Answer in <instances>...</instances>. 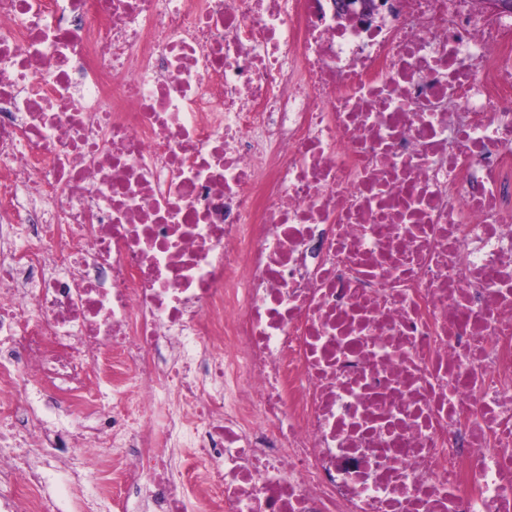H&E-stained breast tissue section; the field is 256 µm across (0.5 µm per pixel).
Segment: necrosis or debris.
<instances>
[{"label":"necrosis or debris","instance_id":"necrosis-or-debris-1","mask_svg":"<svg viewBox=\"0 0 512 512\" xmlns=\"http://www.w3.org/2000/svg\"><path fill=\"white\" fill-rule=\"evenodd\" d=\"M382 9L0 0V512H512V12ZM381 3V0H336L333 6L342 19L369 23L379 14ZM66 468L57 465L49 470L51 482L60 491V508L65 512H84L85 502L87 500H96V483L98 476L96 473L89 475L84 488L81 492L72 493L66 489L64 483V471Z\"/></svg>","mask_w":512,"mask_h":512}]
</instances>
